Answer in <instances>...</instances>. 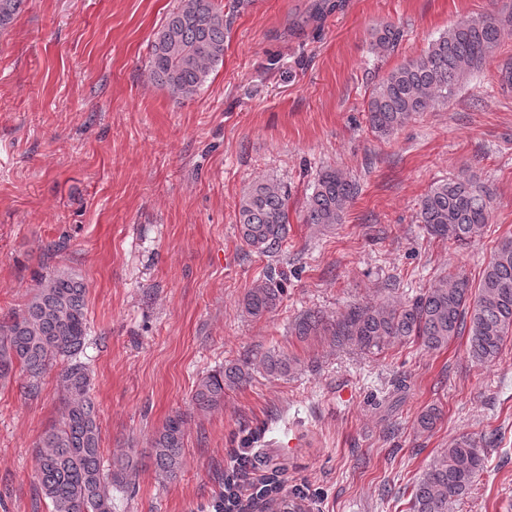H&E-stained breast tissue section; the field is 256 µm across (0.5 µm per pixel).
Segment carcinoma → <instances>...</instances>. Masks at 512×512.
Returning <instances> with one entry per match:
<instances>
[{
    "instance_id": "1",
    "label": "carcinoma",
    "mask_w": 512,
    "mask_h": 512,
    "mask_svg": "<svg viewBox=\"0 0 512 512\" xmlns=\"http://www.w3.org/2000/svg\"><path fill=\"white\" fill-rule=\"evenodd\" d=\"M25 3L0 0V33L12 25ZM511 24L512 15L471 19L391 70L367 102L371 130L380 137L390 136L415 115L448 100L468 75L495 57L502 31ZM227 33L228 17L220 0H178L150 44L152 78L175 98L194 97L213 67L224 60ZM402 37L399 27L385 24L373 31L372 47L385 55ZM496 78L500 89H512V56L497 65ZM356 194V184L339 170L322 171L304 205L305 223L325 227L342 223ZM287 201V188L273 179L253 184L242 196L238 232L249 250L279 251L287 232ZM491 202L489 188L473 176L442 179L421 198L416 219L431 236L465 246L484 234ZM64 248L63 241L45 246L47 272L38 275V288L21 309L0 318V381L19 371L27 379L26 389L35 393L45 373L61 363L65 407L38 444V489L52 512H112V492H126L135 485V465L129 450L104 465L98 409L89 370L81 360L89 336L87 288L82 279L50 268ZM284 292L283 284L269 272L244 296L243 312L259 320L278 308ZM291 333L302 341L323 340L368 352L407 342L440 351L465 335L471 361L492 363L512 336V238L494 249L475 286L466 277L449 273L405 303L355 304L336 320L308 311L294 321ZM256 367L267 376L287 377L302 370L304 361L273 349L260 356ZM252 379L251 365H228L200 378L193 402L203 412L217 409L224 405L225 390ZM441 416L439 407L428 406L418 415L417 426L430 432ZM185 425L183 415L176 413L151 438L153 463L164 479H174L182 470ZM485 457L480 441L468 435L454 438L416 480L409 512H451L470 493ZM244 469L238 462L228 471L224 493L212 504L214 512H245L235 493ZM250 499L263 512H307L305 495L281 492L275 475L253 486Z\"/></svg>"
}]
</instances>
